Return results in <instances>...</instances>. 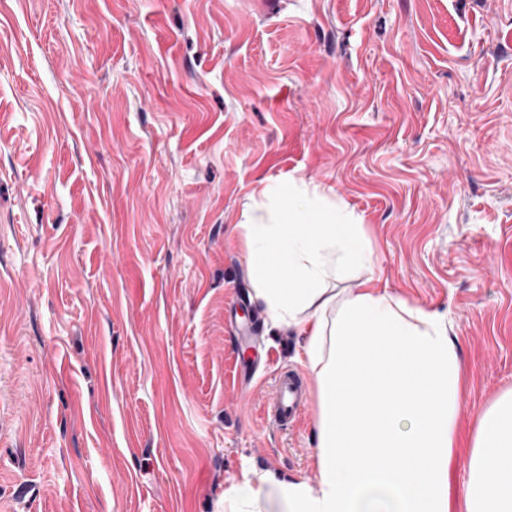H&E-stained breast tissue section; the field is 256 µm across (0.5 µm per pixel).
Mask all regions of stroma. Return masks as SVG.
Instances as JSON below:
<instances>
[{"mask_svg":"<svg viewBox=\"0 0 512 512\" xmlns=\"http://www.w3.org/2000/svg\"><path fill=\"white\" fill-rule=\"evenodd\" d=\"M291 175L437 313L459 425L512 388V0H0V512H222L314 478V407L234 377L272 329L239 225ZM306 401L307 393L300 377L290 370H283L275 379L268 413L271 424L277 428L293 426L299 421Z\"/></svg>","mask_w":512,"mask_h":512,"instance_id":"35a3bbf8","label":"stroma"}]
</instances>
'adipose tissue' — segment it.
Wrapping results in <instances>:
<instances>
[{
	"instance_id": "ef3b65f1",
	"label": "adipose tissue",
	"mask_w": 512,
	"mask_h": 512,
	"mask_svg": "<svg viewBox=\"0 0 512 512\" xmlns=\"http://www.w3.org/2000/svg\"><path fill=\"white\" fill-rule=\"evenodd\" d=\"M271 218L241 223L248 275L272 327L304 336L314 387L315 481L245 472L224 512H512V390L461 440L459 346L435 314L365 281L330 288L337 261L372 252L360 225L292 177L261 192ZM468 475L452 501L459 447Z\"/></svg>"
}]
</instances>
